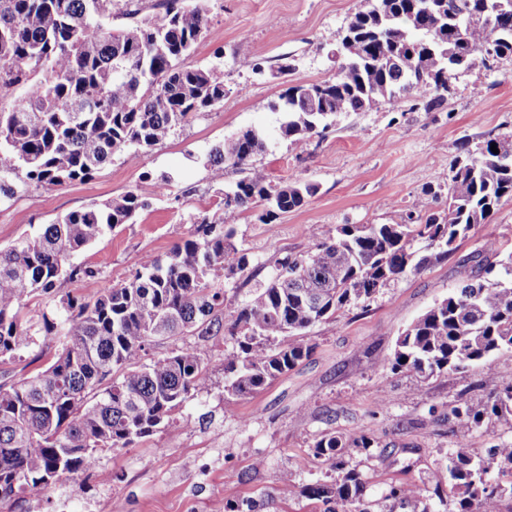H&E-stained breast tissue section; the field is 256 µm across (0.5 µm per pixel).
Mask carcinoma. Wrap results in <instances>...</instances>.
Wrapping results in <instances>:
<instances>
[{
  "label": "carcinoma",
  "mask_w": 512,
  "mask_h": 512,
  "mask_svg": "<svg viewBox=\"0 0 512 512\" xmlns=\"http://www.w3.org/2000/svg\"><path fill=\"white\" fill-rule=\"evenodd\" d=\"M115 0H0V90L27 85L7 111L0 109V195L14 194L11 178L36 187L85 181L116 155L146 153L197 113L224 102L215 69L183 61L207 31L205 0H159L140 16L127 0L119 14L134 24L114 29ZM479 13L482 19L472 20ZM350 41L332 77L306 85L312 98L289 87L271 109L282 113L281 135L298 145L330 127L336 115L364 112L407 94L425 109L445 103L448 82L472 57H512V0H371L349 22ZM479 156L463 148L452 167L444 215L427 205L399 224H343L313 251L288 255L251 289L228 328L224 393L251 396L308 359L305 341L318 323L369 298L409 270L453 252L476 224L512 200V160L491 145ZM263 135L246 129L214 145L210 177L235 167L244 173L213 215L193 224L166 258L142 256L132 278L86 300L64 295L63 316H21L25 298L55 295L61 283L95 271L70 257L106 231L131 224L149 207L131 191L101 207L71 211L32 237L0 250V361L13 360L38 337L54 334L61 347L41 373L0 385V496L46 490L61 476L94 466L98 454L126 448L137 438L173 426L184 402L209 385L204 360L191 349L145 361L151 344L197 329L220 332L224 292L211 280L249 266L235 241V223L247 211L262 224L303 206L312 183L274 185L255 157ZM424 246L414 248V241ZM475 283L448 295L397 339L391 370L424 378L457 372L512 352V253L477 263ZM456 441L448 453V488L459 512H500L512 501L494 472H512V447L482 452L469 436L492 419L512 421V380L499 381L475 406L452 408ZM315 454L338 473L333 483H309L296 494L334 503L344 512H369L362 474L344 460L346 442L316 441ZM386 498L406 512H430L414 485H397Z\"/></svg>",
  "instance_id": "carcinoma-1"
}]
</instances>
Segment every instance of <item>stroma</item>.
<instances>
[{
  "label": "stroma",
  "instance_id": "35a3bbf8",
  "mask_svg": "<svg viewBox=\"0 0 512 512\" xmlns=\"http://www.w3.org/2000/svg\"><path fill=\"white\" fill-rule=\"evenodd\" d=\"M366 4L206 0L208 28L185 63L216 67L223 103L149 152L114 157L90 180L50 188L21 184L12 197L1 196L0 248L70 211L129 191L148 197L150 206L135 223L105 233L73 256V263L97 275L63 283L60 294L95 297L126 282L140 256L165 257L198 217L216 209L241 172L226 168L223 182H213L207 153L250 128L267 136L256 162L273 183L318 187L304 206L274 223H259L250 212L237 221L235 241L255 280L266 279L286 254L311 251L336 226L393 224L424 202L443 212L460 142L475 148L488 135L512 132V58L488 62L474 56L450 81L447 100L436 111L408 96L346 114L303 145L279 134L280 115L271 102L289 86L335 73L334 39ZM244 58L259 62L260 71L242 68ZM285 61L294 70L283 76L278 68ZM159 181L168 185L166 196L154 194ZM511 251L512 201H506L453 254L313 326L310 358L250 397L224 394V351L231 345L224 334L193 332L156 342L150 356L188 347L208 365L211 382L187 400L183 423L103 454L96 467L49 491L18 492L0 503V512H224L226 501L239 498L254 500L257 512H323L321 502L289 496L288 489L334 479L313 454L314 442L328 433L373 439V448L353 447L345 459L367 480L374 512H383L391 486L432 489L455 442L451 408L462 397L480 402L495 382L511 380L512 353L428 379L391 371L384 361L409 324L471 277L477 260ZM59 347L58 337H39L19 359L0 363V383L42 372Z\"/></svg>",
  "mask_w": 512,
  "mask_h": 512
}]
</instances>
